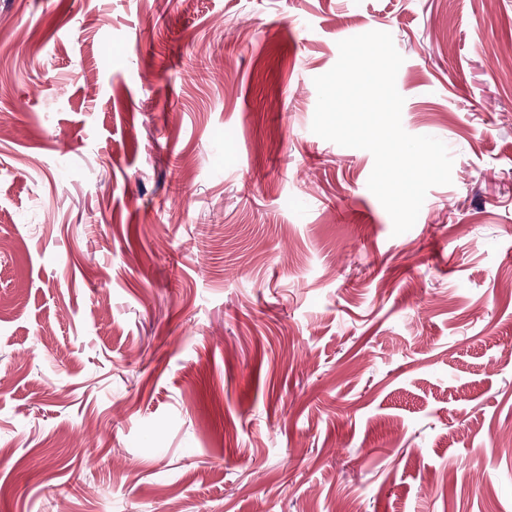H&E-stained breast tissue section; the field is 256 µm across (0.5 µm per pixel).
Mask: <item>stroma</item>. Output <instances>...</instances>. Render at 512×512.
I'll list each match as a JSON object with an SVG mask.
<instances>
[{
	"label": "stroma",
	"instance_id": "1",
	"mask_svg": "<svg viewBox=\"0 0 512 512\" xmlns=\"http://www.w3.org/2000/svg\"><path fill=\"white\" fill-rule=\"evenodd\" d=\"M373 30L398 236L311 130ZM0 242V512H512V0H0Z\"/></svg>",
	"mask_w": 512,
	"mask_h": 512
}]
</instances>
